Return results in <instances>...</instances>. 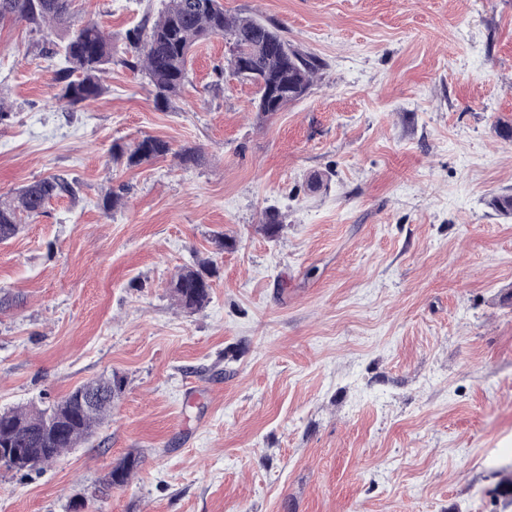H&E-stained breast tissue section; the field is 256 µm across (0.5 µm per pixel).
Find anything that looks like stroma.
I'll use <instances>...</instances> for the list:
<instances>
[{
    "label": "stroma",
    "instance_id": "obj_1",
    "mask_svg": "<svg viewBox=\"0 0 512 512\" xmlns=\"http://www.w3.org/2000/svg\"><path fill=\"white\" fill-rule=\"evenodd\" d=\"M223 3L323 61L307 96L258 116L215 36L168 107L116 63L67 111L40 34L0 23V199L78 188L0 243L21 297L0 311V411L126 379L88 443L0 467V512H512V217L489 204L512 193V0ZM160 7L75 0L74 23L121 54ZM146 136L172 154L113 163ZM111 188L128 204L107 217ZM202 259L211 299L187 313L169 283ZM129 453L136 476L101 489Z\"/></svg>",
    "mask_w": 512,
    "mask_h": 512
}]
</instances>
